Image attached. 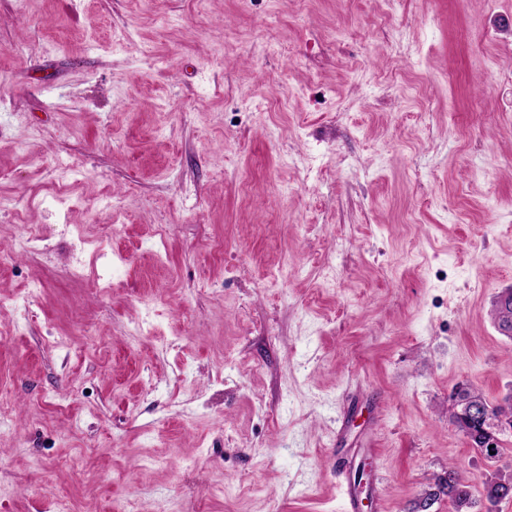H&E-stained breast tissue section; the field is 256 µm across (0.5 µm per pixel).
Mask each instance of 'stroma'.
I'll use <instances>...</instances> for the list:
<instances>
[{
	"label": "stroma",
	"mask_w": 512,
	"mask_h": 512,
	"mask_svg": "<svg viewBox=\"0 0 512 512\" xmlns=\"http://www.w3.org/2000/svg\"><path fill=\"white\" fill-rule=\"evenodd\" d=\"M0 512H453L512 471V0H0ZM434 500H426V493ZM456 397V402L448 406V419L469 440L470 438L461 425L457 413L467 418L470 415L472 407L468 404H462L456 413L457 403L467 401L473 405L482 407L486 412H490L492 414L496 412L498 413L496 416L491 418H483L479 429L474 431V438L476 440L474 447L483 448L484 452L487 451L489 454H492V448H495L498 443V435L504 431H512V415L500 414H512V396L510 395L504 398L501 403L496 405L488 403L484 396L476 391L470 392L469 390H460ZM440 488L447 489V495L454 507V512H480L474 511L481 502L490 506H496L502 500L508 498L501 493L503 486L494 477L482 481L480 498H476L472 492V486L455 466H448V476L440 478Z\"/></svg>",
	"instance_id": "obj_1"
}]
</instances>
